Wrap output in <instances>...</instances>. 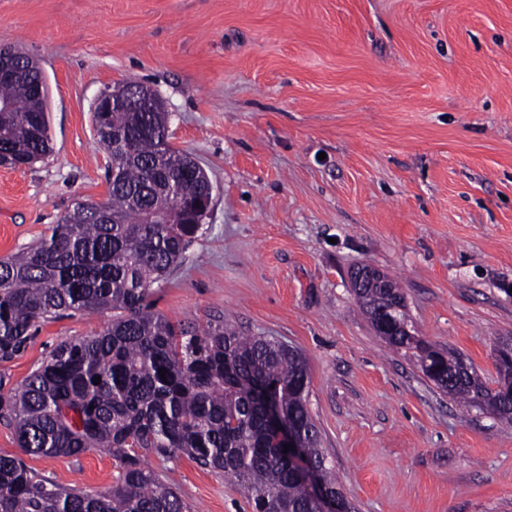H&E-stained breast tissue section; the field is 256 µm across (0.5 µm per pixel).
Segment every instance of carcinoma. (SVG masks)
Returning <instances> with one entry per match:
<instances>
[{
    "instance_id": "cac0c4a2",
    "label": "carcinoma",
    "mask_w": 512,
    "mask_h": 512,
    "mask_svg": "<svg viewBox=\"0 0 512 512\" xmlns=\"http://www.w3.org/2000/svg\"><path fill=\"white\" fill-rule=\"evenodd\" d=\"M33 78L0 82V165L30 166L52 152L48 86ZM97 137L116 176L102 207L76 205L51 234L0 259V361L22 353L39 323L86 312L110 313L94 336L58 343L18 391L0 392V417L29 455L77 457L106 452L120 475L112 490L88 494L40 478L25 462L0 455V512H187L143 454L179 452L224 472L253 512H315L295 456L319 484L342 493L308 408L310 375L296 348L242 336L229 323L198 329L155 309L153 286L183 259L201 229L185 217L188 200L209 195L211 181L187 153L164 147L168 113L99 112ZM380 288H353L378 329L379 310L396 308L401 326L383 339L411 353L453 400L512 427V338L493 349L490 385L463 354L415 336L405 294L386 274ZM167 370L159 376V369ZM100 377V384L93 378ZM296 431L299 452L284 451L266 403Z\"/></svg>"
}]
</instances>
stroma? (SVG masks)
I'll use <instances>...</instances> for the list:
<instances>
[{"instance_id":"35a3bbf8","label":"stroma","mask_w":512,"mask_h":512,"mask_svg":"<svg viewBox=\"0 0 512 512\" xmlns=\"http://www.w3.org/2000/svg\"><path fill=\"white\" fill-rule=\"evenodd\" d=\"M1 43L47 78L53 150L0 167V258L74 202L107 200L93 103L151 86L214 197L158 310L303 352L309 410L358 512H512V429L380 339L350 280L361 264L394 278L418 336L495 380L493 347L512 336V0H0ZM106 321L42 322L0 361V389ZM0 454L92 494L119 475L97 451L23 455L2 417ZM146 461L192 512H252L222 472Z\"/></svg>"}]
</instances>
